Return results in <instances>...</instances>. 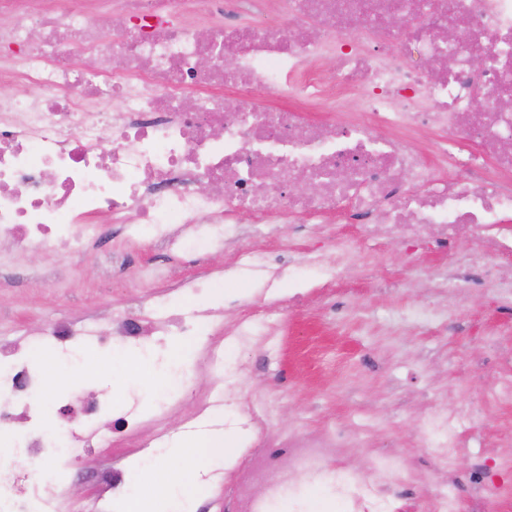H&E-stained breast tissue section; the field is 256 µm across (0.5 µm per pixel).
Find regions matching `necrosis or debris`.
<instances>
[{
	"label": "necrosis or debris",
	"mask_w": 512,
	"mask_h": 512,
	"mask_svg": "<svg viewBox=\"0 0 512 512\" xmlns=\"http://www.w3.org/2000/svg\"><path fill=\"white\" fill-rule=\"evenodd\" d=\"M329 57L327 79L319 65ZM0 83L34 90L0 94V238L14 250L77 254L102 225L122 224L192 264L241 224L259 235L329 220L360 223L368 238L428 233L451 254L468 238L479 245L472 261L512 256V0H0ZM420 128L450 134L438 170L413 139ZM451 164L472 173H448ZM300 179L317 192L295 194ZM147 278L138 316L115 308L105 323H56L47 359L77 373L92 344L135 357L166 379L153 415L136 394L117 409L102 391L85 402L80 430L41 424L53 391L15 342L0 346V426L10 428L1 447L35 464L94 440L164 446L167 415L195 377L163 356V339L200 335L214 318L174 312L157 274ZM260 325L244 317L209 343L216 371L180 426L245 429L234 512H267L286 489L322 482L342 512H458L437 486L418 501L391 495L408 474L390 455L325 477L326 459L349 445L344 429L284 436L269 411L225 415L224 390L241 373L232 355ZM496 363L484 408L512 405V347ZM38 475L19 470L0 512H58Z\"/></svg>",
	"instance_id": "necrosis-or-debris-1"
}]
</instances>
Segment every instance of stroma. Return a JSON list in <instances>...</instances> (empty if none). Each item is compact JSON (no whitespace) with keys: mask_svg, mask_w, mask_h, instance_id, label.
<instances>
[{"mask_svg":"<svg viewBox=\"0 0 512 512\" xmlns=\"http://www.w3.org/2000/svg\"><path fill=\"white\" fill-rule=\"evenodd\" d=\"M250 243L278 260V277L261 296L235 272L232 243L188 267L160 248L139 251L125 241L119 224L109 225L101 242L78 255L18 253L0 242V341H18L25 332L37 337L54 321L102 317L117 305L136 310L142 290L122 285L133 270L160 269L172 282L197 281L198 309L219 314L213 335L230 334L249 310L265 314L260 336L235 353L246 376L225 390V402L262 404L283 432L300 426L319 432L334 424L364 431L362 444L340 449L343 466L365 470L378 453H393L403 467L447 485L467 512L468 454L445 469L418 441L426 413L437 404L459 413L466 438L512 426V407L470 412L496 372L488 341L512 325L504 312L512 294L502 284L512 280V262L499 261L500 275L493 278L462 261L449 264L429 240L366 239L354 224H276ZM310 253L340 257L346 276L328 285L310 274L304 283L308 298L288 310L292 271ZM452 273L463 284L460 293L436 292V284ZM90 357L100 372L83 378L56 373L49 377L52 387L64 395L108 383L120 397L143 393L150 382L131 366L121 382H110L102 367L111 352L94 349ZM130 463L119 447L80 449L41 493L61 496L67 510L76 504L82 512H107L116 495L101 493L96 477L112 468L129 470Z\"/></svg>","mask_w":512,"mask_h":512,"instance_id":"1","label":"stroma"}]
</instances>
